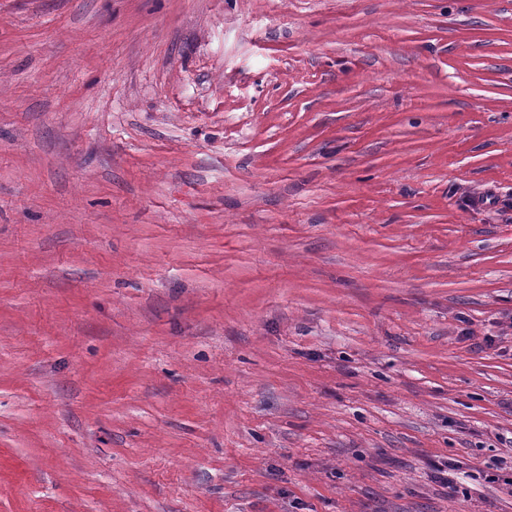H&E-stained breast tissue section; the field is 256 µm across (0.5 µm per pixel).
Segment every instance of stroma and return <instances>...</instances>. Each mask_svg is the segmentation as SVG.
Instances as JSON below:
<instances>
[{"mask_svg":"<svg viewBox=\"0 0 512 512\" xmlns=\"http://www.w3.org/2000/svg\"><path fill=\"white\" fill-rule=\"evenodd\" d=\"M508 476L512 0H0V512Z\"/></svg>","mask_w":512,"mask_h":512,"instance_id":"1","label":"stroma"}]
</instances>
